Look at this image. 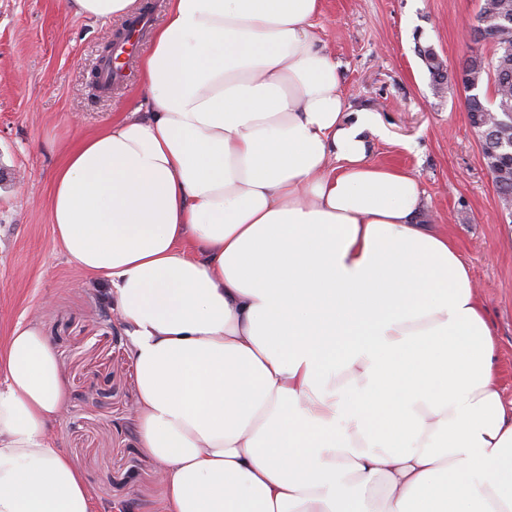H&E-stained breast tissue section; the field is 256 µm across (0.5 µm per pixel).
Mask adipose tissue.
<instances>
[{
    "instance_id": "adipose-tissue-1",
    "label": "adipose tissue",
    "mask_w": 512,
    "mask_h": 512,
    "mask_svg": "<svg viewBox=\"0 0 512 512\" xmlns=\"http://www.w3.org/2000/svg\"><path fill=\"white\" fill-rule=\"evenodd\" d=\"M324 0H167L141 118L55 176L54 234L130 341L156 512H512V403L468 266L371 162ZM35 323L0 348V512H97Z\"/></svg>"
}]
</instances>
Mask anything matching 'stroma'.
I'll list each match as a JSON object with an SVG mask.
<instances>
[{
    "mask_svg": "<svg viewBox=\"0 0 512 512\" xmlns=\"http://www.w3.org/2000/svg\"><path fill=\"white\" fill-rule=\"evenodd\" d=\"M63 0H0V345L36 322L65 374L67 411L56 427L103 512H150L154 462L136 441L129 339L102 284L55 239L57 169L87 135L135 111L139 61L103 93L92 86L123 20L64 11ZM482 0H324L315 32L339 65L352 108L377 112L385 138L375 164L414 173L428 200L424 224L447 229L483 300L495 369L512 399V217L486 167L459 79L475 45L461 34ZM431 46L449 79L435 89L418 49Z\"/></svg>",
    "mask_w": 512,
    "mask_h": 512,
    "instance_id": "1",
    "label": "stroma"
}]
</instances>
